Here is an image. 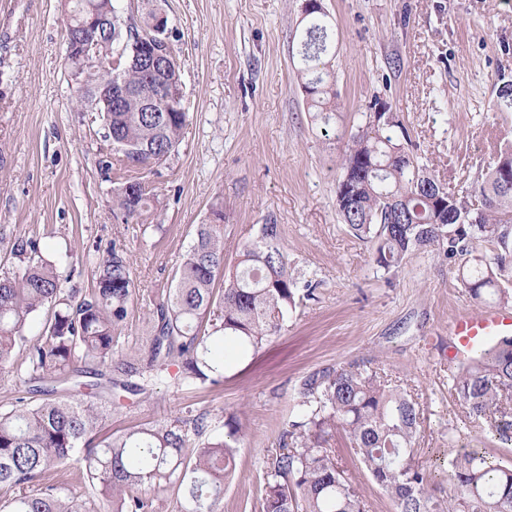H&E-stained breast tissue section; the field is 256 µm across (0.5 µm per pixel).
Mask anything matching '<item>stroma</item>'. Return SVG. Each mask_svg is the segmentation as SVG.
<instances>
[{
  "label": "stroma",
  "instance_id": "obj_1",
  "mask_svg": "<svg viewBox=\"0 0 512 512\" xmlns=\"http://www.w3.org/2000/svg\"><path fill=\"white\" fill-rule=\"evenodd\" d=\"M125 13L162 11L181 65L188 122L167 160L115 163L94 113L77 110L65 65L63 0H0V257L20 239L87 293L111 246L127 250L137 299L117 331L132 345L151 332L147 315L175 285L197 225L224 206V262L233 266L263 224L282 229L296 275L316 286L261 348L227 357L218 386L183 382L177 367L122 393L105 422L118 433L206 415L212 434L235 416L245 434L224 486L222 512H260L269 459L296 414L302 380L327 366L384 368L418 398L416 446L441 487L459 446L512 463L489 432L467 420L450 386L448 324L481 311L458 264L411 253L392 271L376 244L352 236L338 212V162L375 102L397 113L411 151L441 182L469 190L485 178L512 108V0H322L332 57L328 84L340 104L316 118L298 78L307 26L304 0H118ZM112 161L104 169L103 161ZM142 182L148 204L126 220L112 206L118 184ZM367 512H395L365 473L343 431L331 441Z\"/></svg>",
  "mask_w": 512,
  "mask_h": 512
}]
</instances>
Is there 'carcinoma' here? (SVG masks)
<instances>
[{"mask_svg": "<svg viewBox=\"0 0 512 512\" xmlns=\"http://www.w3.org/2000/svg\"><path fill=\"white\" fill-rule=\"evenodd\" d=\"M113 0H67L73 20L91 4ZM112 31L100 49L116 58L127 84L163 98L157 86L174 76L149 75L132 59V44L151 34V14L141 21L112 11ZM329 50L327 14H312L299 70L309 107L318 114L337 109L325 88ZM105 76L84 72L85 94H102ZM98 118L123 162L145 167L175 151L187 123L185 112H145L138 95L119 112L100 107ZM377 126L373 115L351 135L340 161L337 205L344 224L359 239H376L375 262L400 267L415 250L462 260L458 277L471 297L512 303V143L482 184L467 193L444 187L410 155L407 129L396 114ZM146 205L141 182L114 189L113 206L127 219ZM196 229L193 246L176 272V284L150 312L151 335L141 344L118 345L116 328L127 318L136 288L127 252L112 245L100 260L96 285L79 298L62 288L61 275L46 262L38 243L11 249L19 264L0 272V366L15 352L26 365L19 396L0 412V512H98L85 509L61 486L82 480L106 512H156L151 489L175 485L179 512H218L224 481L235 466L234 448L243 427L232 416L224 437L208 435L202 414L165 427L138 426L102 432L112 391L138 394L133 376L179 366L185 380L212 386L224 382V343L256 349L281 331L288 315L315 296L311 282L292 273L277 224L262 225L247 243L235 270L224 268V209ZM47 318L39 336H26L33 317ZM102 366L100 373L92 366ZM85 389L73 399L68 387ZM453 392L467 417L488 423L502 449L512 448V336H502L455 364ZM298 414L281 438L288 439L270 462L263 512H365L357 485L329 447L341 427L372 480L396 512H512V465L478 450L461 448L452 460L455 491L448 497L432 473L419 465L416 437L422 411L386 376L356 363L322 368L304 378L296 396ZM48 481L31 494L27 485Z\"/></svg>", "mask_w": 512, "mask_h": 512, "instance_id": "carcinoma-1", "label": "carcinoma"}]
</instances>
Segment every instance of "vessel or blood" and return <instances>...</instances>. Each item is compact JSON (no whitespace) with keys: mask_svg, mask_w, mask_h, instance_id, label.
I'll return each mask as SVG.
<instances>
[{"mask_svg":"<svg viewBox=\"0 0 512 512\" xmlns=\"http://www.w3.org/2000/svg\"><path fill=\"white\" fill-rule=\"evenodd\" d=\"M512 335V309L487 308L457 316L448 324V358L470 355L472 349L492 336Z\"/></svg>","mask_w":512,"mask_h":512,"instance_id":"b4317fda","label":"vessel or blood"}]
</instances>
